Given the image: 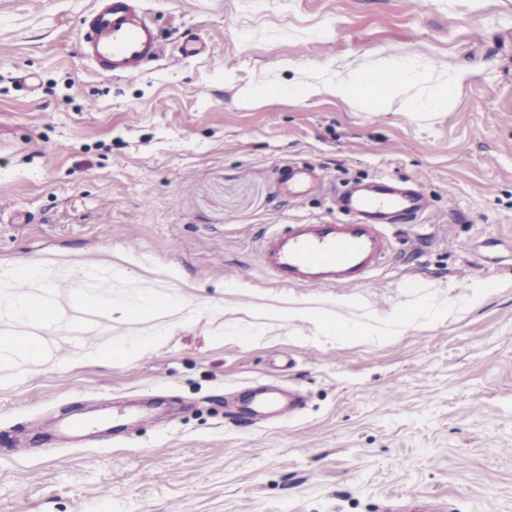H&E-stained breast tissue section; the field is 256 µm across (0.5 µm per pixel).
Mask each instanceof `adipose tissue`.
Masks as SVG:
<instances>
[{
	"instance_id": "obj_1",
	"label": "adipose tissue",
	"mask_w": 512,
	"mask_h": 512,
	"mask_svg": "<svg viewBox=\"0 0 512 512\" xmlns=\"http://www.w3.org/2000/svg\"><path fill=\"white\" fill-rule=\"evenodd\" d=\"M469 76L463 69H451L444 73H420L406 61L382 59L359 68H348L337 72L336 76L303 75L289 86L292 94L310 99L320 95H331L354 102L357 105L371 106L375 111H385L406 90L416 84H429L426 97L408 100L407 105L417 112H433L452 108L454 90ZM14 276L27 283L24 291H10L0 297V308L4 309L10 323L9 330L0 332V366L38 361L45 357L46 346L43 339L32 333L34 325L45 329L61 328L64 314L58 309H47L39 293L34 289L41 280L39 268L20 259L14 265ZM81 304L95 305L102 309L118 308L129 314H141L162 310L165 317H179L183 306L173 296L160 298L152 290H143L137 301H115L99 295H84Z\"/></svg>"
}]
</instances>
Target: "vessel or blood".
I'll return each instance as SVG.
<instances>
[{"instance_id":"obj_1","label":"vessel or blood","mask_w":512,"mask_h":512,"mask_svg":"<svg viewBox=\"0 0 512 512\" xmlns=\"http://www.w3.org/2000/svg\"><path fill=\"white\" fill-rule=\"evenodd\" d=\"M81 46L99 72L128 76L160 52V40L147 12L130 0H101ZM314 181L313 174L302 168L289 169L286 177L296 199ZM343 210L353 215V222L322 221L293 224L284 232L266 230L258 253L273 279L285 286L326 288L362 282L389 247L381 225L370 222V215L388 210L415 213L419 200L415 194L393 191L382 178L375 194L348 197Z\"/></svg>"}]
</instances>
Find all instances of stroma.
I'll list each match as a JSON object with an SVG mask.
<instances>
[{"label":"stroma","mask_w":512,"mask_h":512,"mask_svg":"<svg viewBox=\"0 0 512 512\" xmlns=\"http://www.w3.org/2000/svg\"><path fill=\"white\" fill-rule=\"evenodd\" d=\"M138 2L163 52L126 76L81 55L96 0H0V271L124 266L114 296L158 289L185 315L133 358L79 359L155 324L107 310L60 362L0 370V512H392L398 491L512 512V0ZM375 57L471 75L427 117L288 94L301 70ZM291 165L322 187L288 199ZM381 176L424 208L385 226L366 282L262 269L263 228L336 220L341 192ZM266 385L300 410L241 414Z\"/></svg>","instance_id":"stroma-1"}]
</instances>
